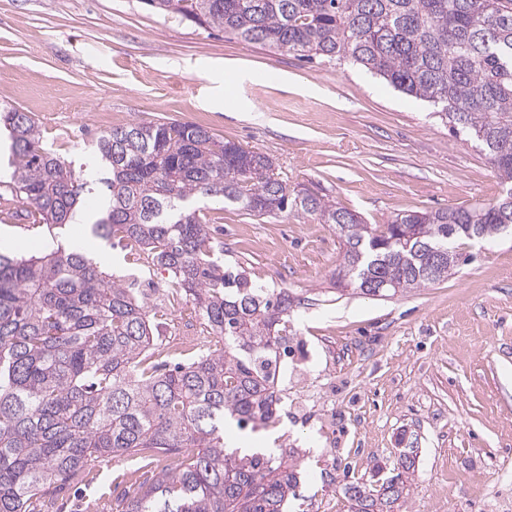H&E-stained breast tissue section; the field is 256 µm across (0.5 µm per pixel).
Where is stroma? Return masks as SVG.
<instances>
[{"instance_id": "35a3bbf8", "label": "stroma", "mask_w": 512, "mask_h": 512, "mask_svg": "<svg viewBox=\"0 0 512 512\" xmlns=\"http://www.w3.org/2000/svg\"><path fill=\"white\" fill-rule=\"evenodd\" d=\"M33 113L44 141L89 181L95 142L130 123L178 121L268 155L289 189L335 200L369 224L408 211L497 201L484 153L360 66L306 61L156 13L144 0H0V100ZM0 238L34 250L76 230L35 223L0 183ZM204 215L224 264L300 299L277 380L288 415L272 430L305 451L291 512H349L347 486L376 482L418 451L401 512H512V237L461 241L447 279L391 299L341 289L333 225L255 217L216 201ZM89 255L130 278L150 313L194 333V307L147 252L98 242ZM139 462L113 463L83 493H128Z\"/></svg>"}]
</instances>
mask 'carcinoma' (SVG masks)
<instances>
[{"label":"carcinoma","instance_id":"carcinoma-1","mask_svg":"<svg viewBox=\"0 0 512 512\" xmlns=\"http://www.w3.org/2000/svg\"><path fill=\"white\" fill-rule=\"evenodd\" d=\"M165 16L219 28L299 58L352 61L439 108L512 185V0H145ZM11 139L13 196L38 223L65 224L87 181L43 140L34 114L0 107ZM109 176L102 239L138 244L193 303L219 347L169 367L154 359L158 325L135 289L82 250L0 251V512H52L68 486L138 457L132 494L99 512H286L298 451L224 448V419L262 429L277 418L278 362L296 298L257 288L218 254L194 197L258 217L333 224L337 279L390 298L448 277L437 253L512 224V195L470 208L411 211L366 224L334 200L292 193L265 154L189 123H130L96 142ZM382 284L376 290L372 284ZM163 454L172 468L149 470ZM417 449L377 486L345 488L351 512H400Z\"/></svg>","mask_w":512,"mask_h":512}]
</instances>
